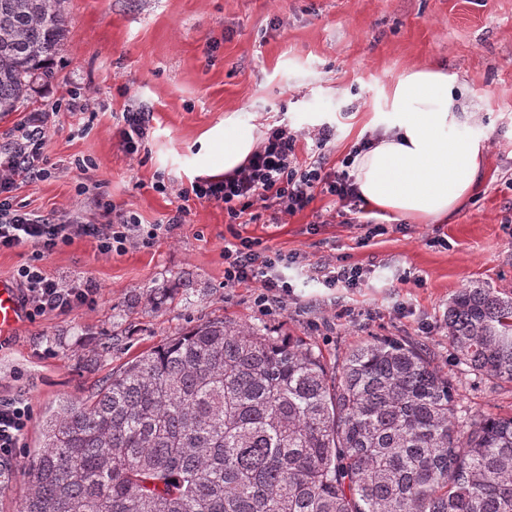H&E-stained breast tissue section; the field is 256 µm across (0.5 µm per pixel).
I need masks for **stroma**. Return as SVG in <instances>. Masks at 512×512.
<instances>
[{"instance_id": "35a3bbf8", "label": "stroma", "mask_w": 512, "mask_h": 512, "mask_svg": "<svg viewBox=\"0 0 512 512\" xmlns=\"http://www.w3.org/2000/svg\"><path fill=\"white\" fill-rule=\"evenodd\" d=\"M70 34L18 112L0 118V150L42 113L44 175L18 180L14 208L66 221L107 223L106 208L164 224L188 206L185 224L151 248L103 255L77 238L44 257L51 276L88 279L93 308L25 321L0 335V398L32 408L23 440L36 448L46 410L87 398L128 359L199 321L227 317L311 344L327 361L373 336L411 337L438 364L451 361L441 328L449 299L483 285L512 293V0H68ZM437 67L464 88L474 113L465 131L489 144L485 180L445 224H419L375 209L383 236L338 217L319 195L282 224L228 223L223 204L178 192L222 167L200 136L234 116L262 136L288 124L296 153L314 147L308 128L330 123L340 162L388 123L395 80ZM85 111L74 112L72 102ZM154 112L136 155L121 144L115 114L137 103ZM164 181L167 189L155 188ZM310 263L360 265L355 288L298 284L286 309L253 304L254 285H224V241L234 232ZM447 239V247L436 239ZM463 414L512 413V384L454 370Z\"/></svg>"}]
</instances>
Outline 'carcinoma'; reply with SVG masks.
<instances>
[{"label": "carcinoma", "mask_w": 512, "mask_h": 512, "mask_svg": "<svg viewBox=\"0 0 512 512\" xmlns=\"http://www.w3.org/2000/svg\"><path fill=\"white\" fill-rule=\"evenodd\" d=\"M70 33L67 0H0V117ZM457 364L512 383V295L448 301ZM457 387L409 338L329 367L232 319L127 361L44 414L20 512H512V414L459 416Z\"/></svg>", "instance_id": "cac0c4a2"}]
</instances>
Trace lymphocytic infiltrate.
Here are the masks:
<instances>
[{"instance_id":"obj_1","label":"lymphocytic infiltrate","mask_w":512,"mask_h":512,"mask_svg":"<svg viewBox=\"0 0 512 512\" xmlns=\"http://www.w3.org/2000/svg\"><path fill=\"white\" fill-rule=\"evenodd\" d=\"M334 130L323 126L310 137L318 151L316 158L299 162L298 137L286 126L268 128L258 150L238 170L218 180H199L182 188V198L220 202L232 224L243 220L282 223L285 216L303 211L316 196L329 197L333 206L350 214L364 212V201L351 173L354 155H346L340 166H331L325 148ZM45 143L43 125L21 128L14 145L0 156V250L28 246L29 262L17 270L19 299L29 319L50 313L65 314L90 308L97 302V290L83 281L65 284L43 269V258L77 237L95 239L101 254H122L128 248H149L162 227L144 224L137 216L115 213L111 223L63 224L56 219L13 208L9 195L19 178H38ZM362 268L328 260L314 265L292 262L287 255L262 245L256 238L235 234L224 245V285H255L253 302L264 312L284 308L293 292L292 276L321 281L328 288H354L363 278ZM31 421V407L22 398L0 399V473L10 469Z\"/></svg>"}]
</instances>
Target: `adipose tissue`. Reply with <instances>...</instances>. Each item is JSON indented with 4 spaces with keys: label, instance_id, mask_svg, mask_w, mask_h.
Masks as SVG:
<instances>
[{
    "label": "adipose tissue",
    "instance_id": "obj_1",
    "mask_svg": "<svg viewBox=\"0 0 512 512\" xmlns=\"http://www.w3.org/2000/svg\"><path fill=\"white\" fill-rule=\"evenodd\" d=\"M461 94L454 78L431 68L396 81L388 129L355 159V180L366 204L404 219L444 224L472 200L485 178L487 143L454 135V128L472 118L460 106ZM219 144L229 173L243 165L258 140L228 116L204 139L206 148Z\"/></svg>",
    "mask_w": 512,
    "mask_h": 512
}]
</instances>
